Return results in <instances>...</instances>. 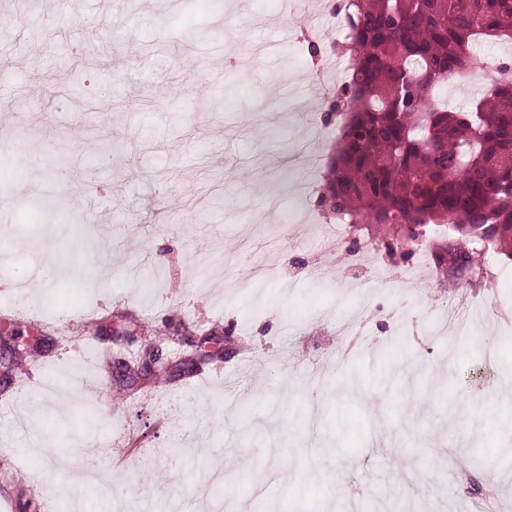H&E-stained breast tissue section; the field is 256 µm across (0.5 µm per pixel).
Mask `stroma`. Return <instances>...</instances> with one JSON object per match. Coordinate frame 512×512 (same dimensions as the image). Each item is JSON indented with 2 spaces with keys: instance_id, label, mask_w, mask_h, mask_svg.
Instances as JSON below:
<instances>
[{
  "instance_id": "35a3bbf8",
  "label": "stroma",
  "mask_w": 512,
  "mask_h": 512,
  "mask_svg": "<svg viewBox=\"0 0 512 512\" xmlns=\"http://www.w3.org/2000/svg\"><path fill=\"white\" fill-rule=\"evenodd\" d=\"M308 26L342 37L327 0H0V341L35 363L0 383V466L42 512H71L64 488L82 512H512V473L493 471L512 460V257L467 283L433 264L448 225L412 241L347 223V256H323L338 128ZM475 54L439 93L450 108L484 65L512 69L511 42ZM83 225L111 242V276L37 285ZM146 348L170 374L137 394ZM79 439L102 451L89 486L60 461ZM228 450L222 488L195 496Z\"/></svg>"
}]
</instances>
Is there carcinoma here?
Returning <instances> with one entry per match:
<instances>
[{
  "label": "carcinoma",
  "mask_w": 512,
  "mask_h": 512,
  "mask_svg": "<svg viewBox=\"0 0 512 512\" xmlns=\"http://www.w3.org/2000/svg\"><path fill=\"white\" fill-rule=\"evenodd\" d=\"M349 59L336 95L340 136L321 206L351 224H450L466 268L508 251L512 234V75L502 70L467 112L436 91L474 67L476 45L512 41V0H346Z\"/></svg>",
  "instance_id": "cac0c4a2"
}]
</instances>
